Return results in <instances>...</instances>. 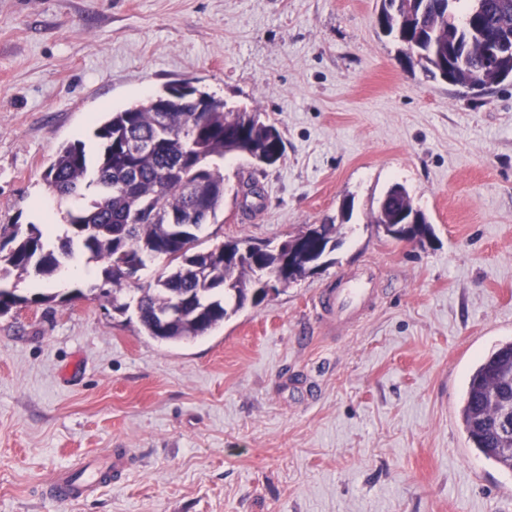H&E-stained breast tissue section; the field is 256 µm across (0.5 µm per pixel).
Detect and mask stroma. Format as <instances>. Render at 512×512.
Here are the masks:
<instances>
[{"mask_svg":"<svg viewBox=\"0 0 512 512\" xmlns=\"http://www.w3.org/2000/svg\"><path fill=\"white\" fill-rule=\"evenodd\" d=\"M380 0H0V224L55 223L80 201L43 175L95 122L187 82L259 113L283 157L224 162L207 244L277 245L334 223L317 269L206 335L145 336L100 295L1 282L0 512H512V472L471 445L458 409L476 362L512 340V82L471 90L400 62ZM259 196H247L248 181ZM406 187L433 235L367 218ZM352 203L350 220L342 208ZM372 270L335 328L319 301ZM57 294L49 304L37 294ZM112 455V479L62 500L45 484Z\"/></svg>","mask_w":512,"mask_h":512,"instance_id":"35a3bbf8","label":"stroma"}]
</instances>
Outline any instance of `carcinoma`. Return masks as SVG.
Listing matches in <instances>:
<instances>
[{
    "instance_id": "carcinoma-1",
    "label": "carcinoma",
    "mask_w": 512,
    "mask_h": 512,
    "mask_svg": "<svg viewBox=\"0 0 512 512\" xmlns=\"http://www.w3.org/2000/svg\"><path fill=\"white\" fill-rule=\"evenodd\" d=\"M378 22L382 33L398 45V56L426 78L466 88L491 87L512 80V0H381ZM501 46L497 61L487 51ZM207 103L197 111L189 99L170 85L169 124L157 126L155 97L109 113L94 130L101 141L95 163L82 143L64 145L44 173L49 189L59 196L94 188L84 206L68 214L64 234L51 248L37 224H0V281L32 272L49 277L74 249L103 264V297L124 314L131 306L124 285L148 259L164 266L153 281L138 288L135 309L144 335L166 343L204 336L247 305L267 296L260 283L275 275L286 285L312 269V263L340 246L334 224L321 225L298 237L310 238V252L288 262L277 248L262 253L224 244L204 247L198 232L224 206V158L247 150L265 151L271 138L284 150L277 128L257 112L228 109L224 100L193 88ZM148 141L151 148L136 155L123 144ZM415 210L407 192L390 186L369 223L394 241L429 238L432 228L423 211L422 223L406 230L399 215ZM54 295L33 299L0 289V315L18 304H46ZM512 378V342L501 345L474 368L458 414L474 448L486 459L512 470V454L497 421L499 394Z\"/></svg>"
}]
</instances>
